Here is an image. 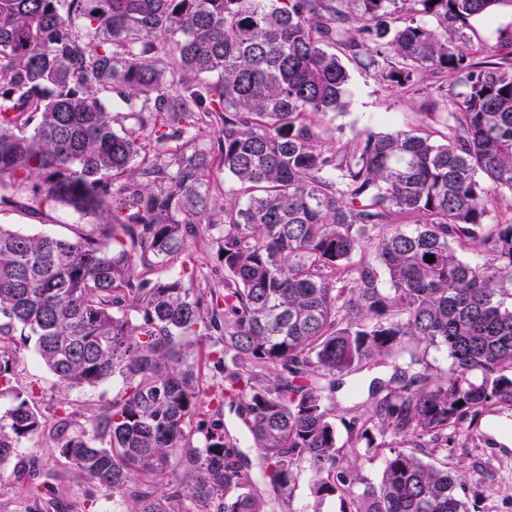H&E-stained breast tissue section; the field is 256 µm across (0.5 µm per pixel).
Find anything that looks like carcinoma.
<instances>
[{"label":"carcinoma","instance_id":"carcinoma-1","mask_svg":"<svg viewBox=\"0 0 512 512\" xmlns=\"http://www.w3.org/2000/svg\"><path fill=\"white\" fill-rule=\"evenodd\" d=\"M504 8L0 0V206L21 193L33 213L52 200L99 218L74 239L0 224V336L34 339L68 391L123 384L80 428L69 407L47 419L15 393L0 466L48 428L60 457L131 512H288L302 461L312 493L339 496L342 512H480L448 449L512 411V219L493 214L512 193V30L481 59L465 38ZM338 48L393 87L454 76L456 110L434 113L445 142L367 131L325 148L311 116L344 106ZM112 106L152 137L153 159ZM180 140L192 149H172ZM217 158L237 185L221 201L205 180ZM205 224L222 226L224 287L135 274ZM467 246L482 259L465 260ZM202 338L222 371L209 402L235 411L253 460L223 420L202 418ZM420 348L446 352L448 374L419 370ZM377 358L394 372L370 387L371 410L341 419L340 444L336 384ZM16 364L0 346V387ZM376 434L391 442L375 446L374 483L361 443Z\"/></svg>","mask_w":512,"mask_h":512}]
</instances>
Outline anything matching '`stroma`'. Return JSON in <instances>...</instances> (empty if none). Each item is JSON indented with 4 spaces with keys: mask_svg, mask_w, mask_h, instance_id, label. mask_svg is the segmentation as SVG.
<instances>
[{
    "mask_svg": "<svg viewBox=\"0 0 512 512\" xmlns=\"http://www.w3.org/2000/svg\"><path fill=\"white\" fill-rule=\"evenodd\" d=\"M346 67L350 80L345 104L323 119L330 130L329 148L340 149L368 130L420 132L444 141L447 130L433 114L451 108L448 98L437 91L438 86L448 84L447 74H427L413 87L400 89L388 86L374 69L362 63L350 60ZM0 224H17L29 233L66 237L88 228L86 219L53 204L41 206L35 215L26 212L23 205H16L0 212ZM219 234L216 228L201 234L178 259L153 267L152 277L180 275L203 288L223 287L216 243ZM5 343L16 350L18 363L11 390L0 395V415L13 406L14 395L20 392L31 407L48 416L60 401H68L82 423L110 403L119 389L118 384L108 382L94 389L65 392L39 361L33 344L18 335L6 337ZM493 421V416H486L474 428L472 438H457L448 452V464L474 472L483 493L484 512H512V431L493 429ZM17 454L16 462L0 467V512H28L33 504L32 491L44 474L49 475L54 491L43 512H116L117 504L108 491L88 482L59 457L50 434L22 441Z\"/></svg>",
    "mask_w": 512,
    "mask_h": 512,
    "instance_id": "35a3bbf8",
    "label": "stroma"
}]
</instances>
